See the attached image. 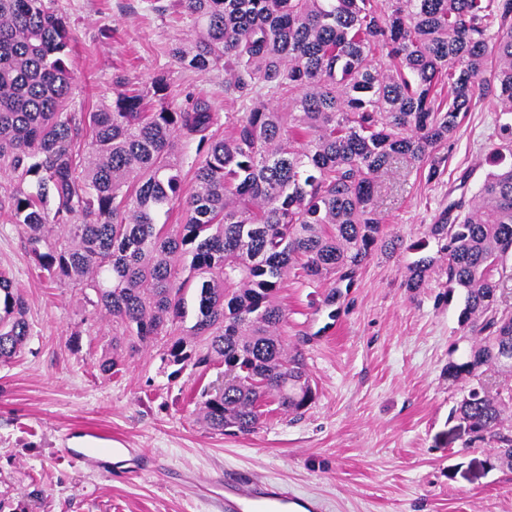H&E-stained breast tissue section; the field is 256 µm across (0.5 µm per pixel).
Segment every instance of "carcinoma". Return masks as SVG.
Masks as SVG:
<instances>
[{
    "instance_id": "carcinoma-1",
    "label": "carcinoma",
    "mask_w": 512,
    "mask_h": 512,
    "mask_svg": "<svg viewBox=\"0 0 512 512\" xmlns=\"http://www.w3.org/2000/svg\"><path fill=\"white\" fill-rule=\"evenodd\" d=\"M176 7L193 33L172 56L185 68L223 69L224 92L243 111L221 114L202 97L171 105L162 77L151 82L160 105L149 111L118 74L111 103L70 112L69 25L46 0H0V170L17 180L0 209L22 226L47 279L70 282L83 307L112 318L101 374L123 352L162 340V359L174 365L224 364V382L203 388L198 402L213 431L253 432L269 401L288 415L307 409L312 379L282 333L288 273L327 286L321 305H334L375 250L402 245L384 232L381 175L406 159L437 179L448 164L441 149L489 99L499 112L490 171L474 196L448 201L427 226L437 256L412 263L406 287L445 265L438 300L460 295L458 324L470 341L459 358L449 351L459 394L449 419L512 467V0ZM176 204L183 222L160 223ZM187 259L192 277L182 279ZM190 287L192 333L173 336ZM29 337L26 300L1 270L0 364Z\"/></svg>"
}]
</instances>
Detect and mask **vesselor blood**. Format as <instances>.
Instances as JSON below:
<instances>
[{"label":"vessel or blood","mask_w":512,"mask_h":512,"mask_svg":"<svg viewBox=\"0 0 512 512\" xmlns=\"http://www.w3.org/2000/svg\"><path fill=\"white\" fill-rule=\"evenodd\" d=\"M67 456L103 475L120 473L132 478L141 470L128 448L99 444L80 450L67 449ZM221 512H314L315 502L288 493L276 484L260 481L248 472H236L224 480V494L218 499Z\"/></svg>","instance_id":"obj_1"}]
</instances>
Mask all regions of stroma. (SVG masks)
Segmentation results:
<instances>
[{
    "instance_id": "stroma-1",
    "label": "stroma",
    "mask_w": 512,
    "mask_h": 512,
    "mask_svg": "<svg viewBox=\"0 0 512 512\" xmlns=\"http://www.w3.org/2000/svg\"><path fill=\"white\" fill-rule=\"evenodd\" d=\"M166 2L50 0L75 37L72 111L109 101L116 74L143 91L164 76L174 104L192 95L218 112L239 111V100L224 94L223 71H190L172 57L192 29ZM496 128L493 104L478 102L449 142L437 180L405 161L381 177L385 231L404 246L369 258L335 321L314 305L322 288L288 278L279 293L285 339L300 345L316 399L298 417L264 406L248 435L213 432L197 419L199 392L222 364L203 375L175 371L157 342L102 375L111 318L85 312L67 282L44 280L21 227L0 211V269L24 295L31 328L21 353L0 365V512H218L215 496L192 493L188 478L239 470L317 499L325 512H512V468L491 466V445L469 443L448 419L458 397L444 374L448 351L468 342L458 302L437 299L446 276L437 267L423 288L404 285L420 254L411 245L450 193H477ZM88 429L123 437L152 471L127 480L67 459L64 448Z\"/></svg>"
}]
</instances>
